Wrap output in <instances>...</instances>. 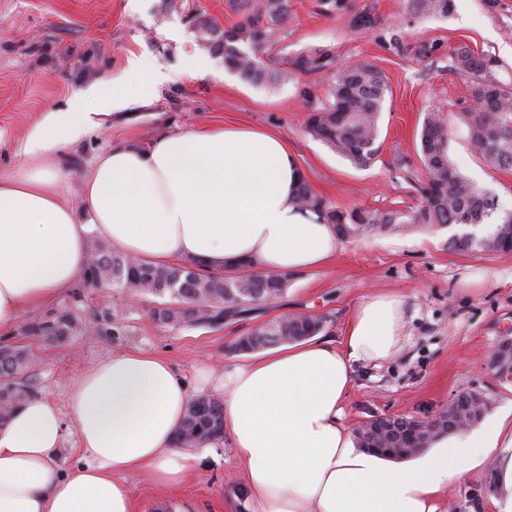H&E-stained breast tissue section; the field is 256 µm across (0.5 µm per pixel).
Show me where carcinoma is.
I'll return each mask as SVG.
<instances>
[{
  "instance_id": "obj_1",
  "label": "carcinoma",
  "mask_w": 512,
  "mask_h": 512,
  "mask_svg": "<svg viewBox=\"0 0 512 512\" xmlns=\"http://www.w3.org/2000/svg\"><path fill=\"white\" fill-rule=\"evenodd\" d=\"M237 16L221 28L200 19L197 30L204 45L224 51V66L252 84L276 82L288 74L327 71V102L313 109L306 120L307 133L325 143L354 165L365 167L376 157L381 144L380 120L389 93L383 73L369 63L340 69L321 53L288 58L278 49L288 21L290 0H227ZM416 15H450L454 0H411ZM452 69L467 84L470 96L479 103L475 111L428 112L419 134L420 159L427 173L422 189L423 204L407 215L399 210L337 208L315 195L307 181L297 188V203L320 214L333 225L341 239L364 232L398 233L409 226L432 231L460 224H481L495 209L489 192L461 174L449 158L451 127L467 128L471 150L494 170H512V82L497 77L504 68L497 57L477 52L466 44L451 48ZM456 249L512 252V211L500 217L493 232L470 240L448 238ZM89 261L84 284H98L128 296H152L150 315L161 327L170 329H220L224 320L237 317L251 306L284 297L293 275L262 272L248 264L227 268V273H204L192 263L158 265L112 250L95 240L88 248ZM98 317L112 323V338L126 335V321L104 309ZM326 318L310 315L282 316L258 324L230 346L233 354H250L276 345L297 342L323 331ZM87 322L77 308H62L34 319L24 334L48 346L65 345L84 334ZM36 357L27 345H0V425L26 400L37 394L30 370ZM224 436V406L217 397L192 398L176 432L177 448H197Z\"/></svg>"
}]
</instances>
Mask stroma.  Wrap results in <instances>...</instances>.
<instances>
[{
	"label": "stroma",
	"mask_w": 512,
	"mask_h": 512,
	"mask_svg": "<svg viewBox=\"0 0 512 512\" xmlns=\"http://www.w3.org/2000/svg\"><path fill=\"white\" fill-rule=\"evenodd\" d=\"M226 27L235 17L225 0H0V176L31 165L27 137L47 112L64 111L74 93L120 76L130 55L153 57L180 80L156 99L112 113L105 125L67 150L70 176L65 197L80 203V187L97 158L112 145L150 144L165 132L190 126L246 124L277 131L287 140L312 191L341 207L412 212L423 203L426 173L416 144L427 110L474 104L452 71L449 49L468 43L494 55L512 72V0H454L445 18L418 17L410 0H292L279 45L294 57L321 51L335 66L369 63L386 76L390 92L381 120V149L357 167L305 131L309 112L328 98V79L295 72L285 81L251 85L224 66L222 51L201 45L199 16ZM209 61L208 74L183 77L192 58ZM450 157L455 166L494 196L498 212L512 210V171L486 166L470 149L467 129L454 127ZM450 229L412 227L398 235L364 234L341 241L324 266L295 272L285 297L261 304L249 318L219 330H171L148 314L151 300L122 295L100 299L95 289L74 284L62 296L20 314L0 328V339L23 342L22 327L52 310L77 305L86 319L112 308L126 316L128 333L116 338L106 322L96 336L62 347L33 344L40 396L65 406L80 369L112 352L143 349L168 359L193 381L199 372L238 363L229 345L253 326L289 314L326 317L324 336L342 340L349 316L371 292H398L407 301L406 338L398 355L375 368H354V386L343 421L356 429L372 416H430L458 393L486 395L491 412L512 408V382L486 368L501 337L512 336V253L448 248ZM195 385L193 394H209ZM492 461L448 491L447 512H489ZM228 445L197 461L179 487L163 491L144 475L126 481L139 512H244L230 505L228 480L241 479Z\"/></svg>",
	"instance_id": "35a3bbf8"
}]
</instances>
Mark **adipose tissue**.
I'll use <instances>...</instances> for the list:
<instances>
[{"label":"adipose tissue","mask_w":512,"mask_h":512,"mask_svg":"<svg viewBox=\"0 0 512 512\" xmlns=\"http://www.w3.org/2000/svg\"><path fill=\"white\" fill-rule=\"evenodd\" d=\"M172 80L154 59L132 58L126 75L74 94L30 134L25 151L39 164L0 179L1 328L82 277L92 229L131 257L200 261L214 271L238 263L307 270L335 255L333 226L296 201L303 170L266 128L192 127L146 146H112L83 179L79 205L65 200L64 149ZM405 322L402 295L368 294L342 342L289 343L219 378L249 512H442L450 486L492 454L506 494L490 503L512 512L507 418L438 436L404 464L357 447L343 423L355 364L395 357ZM189 399L185 377L144 350L116 351L81 370L65 408L32 398L0 426V512H136L125 480L133 472L178 487L196 460L174 446ZM70 423L85 462L67 472L55 458Z\"/></svg>","instance_id":"adipose-tissue-1"}]
</instances>
